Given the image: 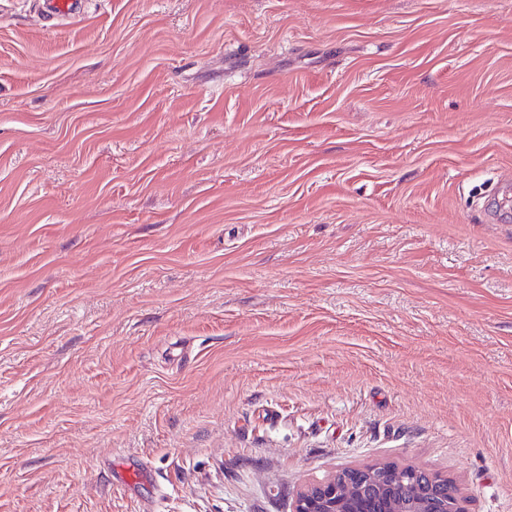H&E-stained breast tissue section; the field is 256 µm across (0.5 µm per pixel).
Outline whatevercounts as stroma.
Segmentation results:
<instances>
[{"mask_svg": "<svg viewBox=\"0 0 512 512\" xmlns=\"http://www.w3.org/2000/svg\"><path fill=\"white\" fill-rule=\"evenodd\" d=\"M376 462L512 512V0H0V512Z\"/></svg>", "mask_w": 512, "mask_h": 512, "instance_id": "stroma-1", "label": "stroma"}]
</instances>
